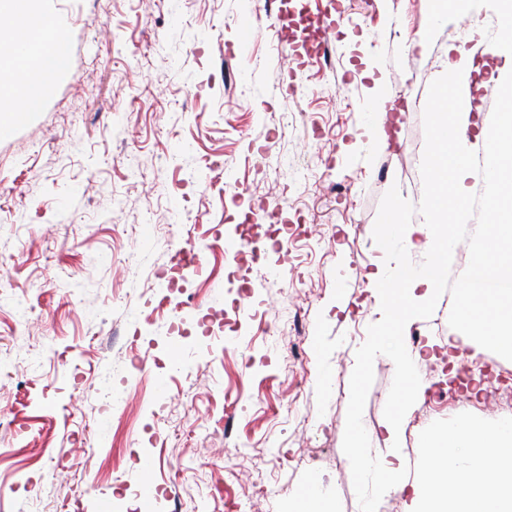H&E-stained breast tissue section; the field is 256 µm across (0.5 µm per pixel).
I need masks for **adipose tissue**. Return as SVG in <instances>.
Wrapping results in <instances>:
<instances>
[{
  "label": "adipose tissue",
  "mask_w": 512,
  "mask_h": 512,
  "mask_svg": "<svg viewBox=\"0 0 512 512\" xmlns=\"http://www.w3.org/2000/svg\"><path fill=\"white\" fill-rule=\"evenodd\" d=\"M39 0H0V100L13 108L0 113V138L10 135L18 116L40 111L45 92L69 65V43L56 19ZM22 46V53L4 54V47ZM471 115L437 109L433 148L428 159L430 189L423 206L425 220L403 224L399 230L410 247L426 258L395 279L381 272L370 276L372 287L385 299L379 330L390 342L403 335L417 308L429 306L439 282L433 256L449 250L456 227L466 222L469 181L474 173L458 152L466 148ZM457 133L455 142L444 130ZM415 354L398 348L396 375L402 387L396 397L397 414H406L418 401L424 384L414 376ZM429 470L423 487L422 512H512V420L483 429L461 421L446 433L425 437Z\"/></svg>",
  "instance_id": "obj_1"
}]
</instances>
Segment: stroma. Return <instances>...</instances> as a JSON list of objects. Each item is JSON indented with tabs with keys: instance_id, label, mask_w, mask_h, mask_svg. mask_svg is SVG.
<instances>
[{
	"instance_id": "obj_1",
	"label": "stroma",
	"mask_w": 512,
	"mask_h": 512,
	"mask_svg": "<svg viewBox=\"0 0 512 512\" xmlns=\"http://www.w3.org/2000/svg\"><path fill=\"white\" fill-rule=\"evenodd\" d=\"M291 5L44 0L70 63L0 139V512H126L129 486L163 488L144 512H291L311 481L334 512H418L425 435L512 417V361L450 329L448 300L416 321L446 407L396 418L394 359L371 352L370 274L423 261L380 237L422 220L438 78L473 50L486 123L512 70L482 54L495 0L436 23L432 0H307L334 21L327 62ZM180 240L203 274L182 277ZM355 424L404 488L355 467Z\"/></svg>"
}]
</instances>
